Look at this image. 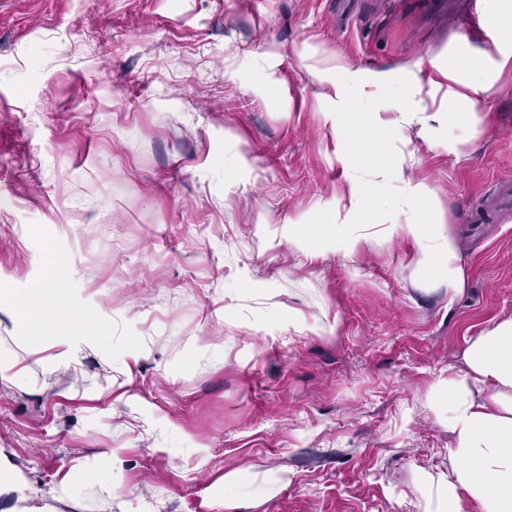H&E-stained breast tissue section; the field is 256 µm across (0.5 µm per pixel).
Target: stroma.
I'll return each instance as SVG.
<instances>
[{
  "instance_id": "35a3bbf8",
  "label": "stroma",
  "mask_w": 512,
  "mask_h": 512,
  "mask_svg": "<svg viewBox=\"0 0 512 512\" xmlns=\"http://www.w3.org/2000/svg\"><path fill=\"white\" fill-rule=\"evenodd\" d=\"M480 8L0 0V285L25 295L67 271L48 317L0 309L17 372L0 380V461L39 490L0 494V512H422L427 478L448 472L429 392L512 318V212L463 220L512 176V76L463 156L413 142L407 172L434 188L466 271L452 300L412 241L352 257L289 241L349 196L299 53L405 68ZM75 309L100 327L72 368L52 341ZM114 448L115 479L81 469ZM66 476L74 495L51 498Z\"/></svg>"
}]
</instances>
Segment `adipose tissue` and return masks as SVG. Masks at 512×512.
I'll return each instance as SVG.
<instances>
[{
	"instance_id": "1",
	"label": "adipose tissue",
	"mask_w": 512,
	"mask_h": 512,
	"mask_svg": "<svg viewBox=\"0 0 512 512\" xmlns=\"http://www.w3.org/2000/svg\"><path fill=\"white\" fill-rule=\"evenodd\" d=\"M487 48L457 36L443 53L403 69H368L304 45L305 68L324 87V119L349 181L348 204L327 203L322 221L348 254L375 237L421 247L426 277L465 287L455 238L426 182L406 173L414 138L454 155L483 132L484 104L512 74V0H484ZM393 204L384 216L378 201ZM465 368L432 388L433 413L448 427V472L428 481L424 512H512V319L471 337Z\"/></svg>"
}]
</instances>
